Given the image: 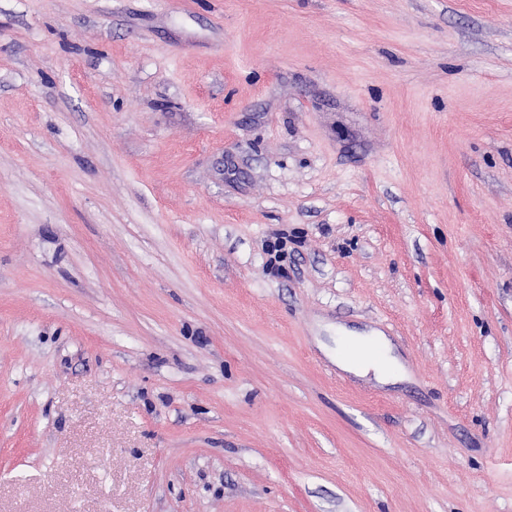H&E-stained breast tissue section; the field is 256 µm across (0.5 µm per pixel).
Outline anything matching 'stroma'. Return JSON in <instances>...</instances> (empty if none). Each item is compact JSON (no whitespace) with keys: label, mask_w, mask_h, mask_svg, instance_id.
Returning a JSON list of instances; mask_svg holds the SVG:
<instances>
[{"label":"stroma","mask_w":512,"mask_h":512,"mask_svg":"<svg viewBox=\"0 0 512 512\" xmlns=\"http://www.w3.org/2000/svg\"><path fill=\"white\" fill-rule=\"evenodd\" d=\"M0 512H512V0H0ZM351 336H340L342 345L347 343L368 347L374 354L365 358H351L336 356V365L348 372L357 375H366L372 372L375 378L384 384L394 383L399 379L397 373L400 367L398 358L393 354L390 342L380 334L361 335V333L349 331Z\"/></svg>","instance_id":"stroma-1"}]
</instances>
